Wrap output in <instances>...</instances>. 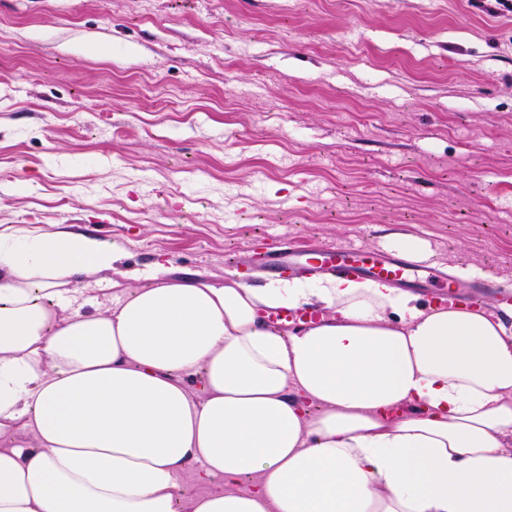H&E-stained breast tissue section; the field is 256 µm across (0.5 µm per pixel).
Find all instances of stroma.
<instances>
[{
	"label": "stroma",
	"mask_w": 512,
	"mask_h": 512,
	"mask_svg": "<svg viewBox=\"0 0 512 512\" xmlns=\"http://www.w3.org/2000/svg\"><path fill=\"white\" fill-rule=\"evenodd\" d=\"M0 224L146 284L290 240L512 283V16L473 0H0Z\"/></svg>",
	"instance_id": "1"
}]
</instances>
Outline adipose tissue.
<instances>
[{
    "mask_svg": "<svg viewBox=\"0 0 512 512\" xmlns=\"http://www.w3.org/2000/svg\"><path fill=\"white\" fill-rule=\"evenodd\" d=\"M118 260L0 225V512H512L501 316L377 281L219 287L161 265L80 297Z\"/></svg>",
    "mask_w": 512,
    "mask_h": 512,
    "instance_id": "obj_1",
    "label": "adipose tissue"
}]
</instances>
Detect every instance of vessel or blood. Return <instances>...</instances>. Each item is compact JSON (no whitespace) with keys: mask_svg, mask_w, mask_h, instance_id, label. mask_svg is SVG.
Returning <instances> with one entry per match:
<instances>
[{"mask_svg":"<svg viewBox=\"0 0 512 512\" xmlns=\"http://www.w3.org/2000/svg\"><path fill=\"white\" fill-rule=\"evenodd\" d=\"M262 259L271 272L289 268L336 278H369L395 285H417L422 279L441 274L440 269L420 264L405 253L395 255L352 246H328L312 253L296 254L291 247L279 245L266 251Z\"/></svg>","mask_w":512,"mask_h":512,"instance_id":"1","label":"vessel or blood"}]
</instances>
